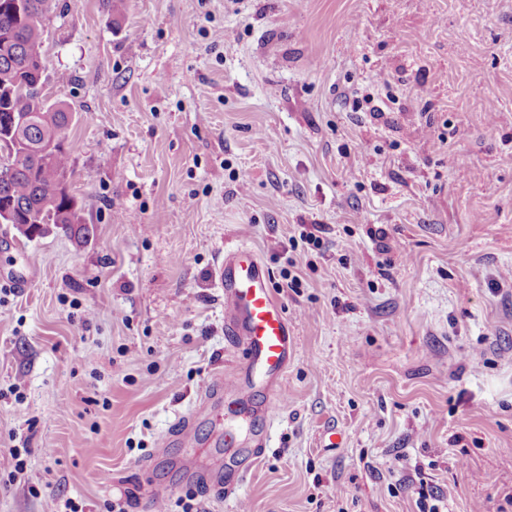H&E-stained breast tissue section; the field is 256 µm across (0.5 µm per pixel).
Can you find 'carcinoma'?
<instances>
[{"label": "carcinoma", "instance_id": "cac0c4a2", "mask_svg": "<svg viewBox=\"0 0 512 512\" xmlns=\"http://www.w3.org/2000/svg\"><path fill=\"white\" fill-rule=\"evenodd\" d=\"M50 2L0 0V117L25 120L19 141L0 132V154L8 162L0 202L14 213L13 226L25 239L61 233L80 244L90 228L69 189L70 148L62 136L69 112L48 104L42 93L41 27Z\"/></svg>", "mask_w": 512, "mask_h": 512}]
</instances>
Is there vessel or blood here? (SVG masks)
I'll list each match as a JSON object with an SVG mask.
<instances>
[{
  "instance_id": "obj_1",
  "label": "vessel or blood",
  "mask_w": 512,
  "mask_h": 512,
  "mask_svg": "<svg viewBox=\"0 0 512 512\" xmlns=\"http://www.w3.org/2000/svg\"><path fill=\"white\" fill-rule=\"evenodd\" d=\"M216 277L224 290V329L233 341L244 344L243 360L231 380L216 377L204 394L205 401L232 389L239 406L224 422V445L234 467L224 470L215 488L224 496L235 494L257 451L266 447L275 417L282 380L295 351L288 317L270 286L268 267L258 253L243 244L228 245Z\"/></svg>"
}]
</instances>
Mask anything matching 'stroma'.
Masks as SVG:
<instances>
[{
	"label": "stroma",
	"instance_id": "obj_1",
	"mask_svg": "<svg viewBox=\"0 0 512 512\" xmlns=\"http://www.w3.org/2000/svg\"><path fill=\"white\" fill-rule=\"evenodd\" d=\"M43 30L92 233L0 224V512H512V0H55ZM239 242L296 351L224 498L161 440L242 360Z\"/></svg>",
	"mask_w": 512,
	"mask_h": 512
}]
</instances>
